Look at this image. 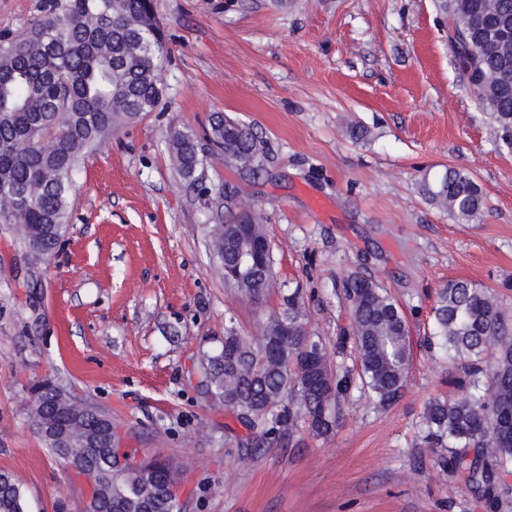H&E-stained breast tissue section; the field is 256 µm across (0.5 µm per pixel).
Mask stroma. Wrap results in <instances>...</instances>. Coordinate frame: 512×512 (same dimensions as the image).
Instances as JSON below:
<instances>
[{"mask_svg": "<svg viewBox=\"0 0 512 512\" xmlns=\"http://www.w3.org/2000/svg\"><path fill=\"white\" fill-rule=\"evenodd\" d=\"M42 0H0V35L23 34ZM167 57L156 111L90 150L49 261L29 273L0 226V470L19 475L26 512H82L86 485L36 433L33 388L50 379L111 415L125 447L186 464L181 512H512L443 467L422 416L454 397L462 371L424 336L440 287L468 279L512 316V150L489 135L437 0H156ZM249 124L259 176L207 156L198 189L171 159L173 133L202 136L216 114ZM364 135L353 138L349 124ZM468 171L481 213L460 223L422 193L425 175ZM253 205L280 283L259 304L217 278L207 224ZM381 282L407 320L401 399H369L342 282ZM302 288L307 328L353 380L333 431L297 422L265 439L202 393L198 359L224 331L260 338Z\"/></svg>", "mask_w": 512, "mask_h": 512, "instance_id": "1", "label": "stroma"}]
</instances>
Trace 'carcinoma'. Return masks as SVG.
<instances>
[{"label":"carcinoma","mask_w":512,"mask_h":512,"mask_svg":"<svg viewBox=\"0 0 512 512\" xmlns=\"http://www.w3.org/2000/svg\"><path fill=\"white\" fill-rule=\"evenodd\" d=\"M457 64L489 111L495 143L512 149V0H439ZM494 23L473 26L477 15ZM167 54L154 0H43L27 31L0 43V224H22L27 265L35 269L56 251L67 225L70 176L86 151L123 125L156 109L162 89L159 71ZM214 154L240 171L263 169L266 145L252 127L218 114L205 131ZM182 180L199 181L204 156L200 141L176 133L169 144ZM423 192L436 208L458 222L476 217L482 190L462 169L447 168L423 178ZM226 220L214 212L207 225L216 274L253 302L274 287L272 257L247 276L236 274L233 239H268L250 205L237 204ZM349 325L336 348L352 343L359 376L369 396L390 407L401 397L411 359L407 321L379 282L357 273L343 283ZM302 289L284 297V308L269 318L254 342L233 330L224 347L201 356L212 402L224 406L247 429L267 425L276 437L305 416L323 435L336 425L328 408L340 401L350 373L333 371L326 344L306 328ZM427 344L460 367L456 397L430 401L422 417L426 438L448 449L446 464L465 475L487 498L501 494V469L512 462V319L487 288L463 279L443 285ZM320 352L325 362L313 365ZM60 387L43 382L35 391L42 404L30 410L36 428L61 424L48 402ZM107 435L93 443L75 427L70 458L82 463L99 494L98 512H170L181 465L144 457L131 459L123 474L112 470L114 448ZM0 512H25L19 480L0 471Z\"/></svg>","instance_id":"carcinoma-1"}]
</instances>
